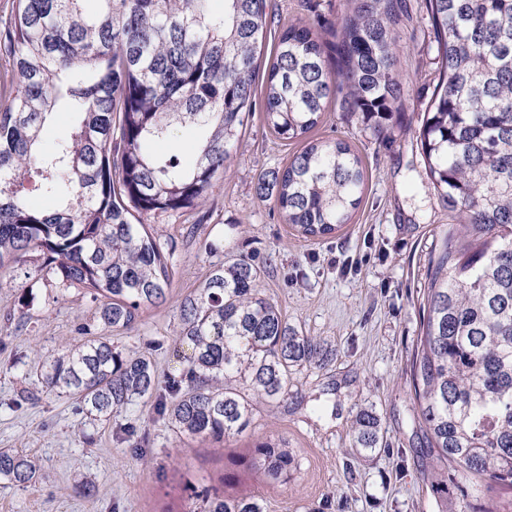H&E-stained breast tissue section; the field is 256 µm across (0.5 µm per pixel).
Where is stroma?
Instances as JSON below:
<instances>
[{"label": "stroma", "mask_w": 512, "mask_h": 512, "mask_svg": "<svg viewBox=\"0 0 512 512\" xmlns=\"http://www.w3.org/2000/svg\"><path fill=\"white\" fill-rule=\"evenodd\" d=\"M347 8L348 0H268L260 73L284 26L320 19L326 38ZM400 36L404 100L385 135L336 103L311 133L347 141L367 171L359 207L332 235L304 237L285 224L274 200L258 198V176L285 166L301 144L270 133L256 108L205 205L151 218L155 235L174 246L175 274L166 303L145 310L132 330L104 328L96 303L62 291L39 252L0 272V449L35 456L44 473L24 487L0 478V512H197L189 482L228 498L262 499L267 512H441L440 497L421 477L433 459L410 382L430 251L456 221L433 189L418 138L436 84L426 0H410ZM242 256L265 265L259 287L289 322L336 348L325 369L298 373L288 401L258 405L245 432L220 444L190 439L169 429L150 401L95 419L68 396L40 392L44 360L90 338L149 355L161 379L184 378L190 350L179 341L177 306L212 265ZM364 407L380 422V446L369 456L349 441ZM123 427L142 439V455L117 441ZM277 435L300 463L285 483L249 465L256 443ZM87 479L96 485L91 497L77 490Z\"/></svg>", "instance_id": "1"}]
</instances>
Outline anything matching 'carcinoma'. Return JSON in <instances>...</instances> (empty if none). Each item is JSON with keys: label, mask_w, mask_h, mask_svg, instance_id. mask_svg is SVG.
Wrapping results in <instances>:
<instances>
[{"label": "carcinoma", "mask_w": 512, "mask_h": 512, "mask_svg": "<svg viewBox=\"0 0 512 512\" xmlns=\"http://www.w3.org/2000/svg\"><path fill=\"white\" fill-rule=\"evenodd\" d=\"M81 2L15 0L0 26L12 72L0 100V269L38 251L62 290L85 291L104 327L127 331L166 302L173 277V246L149 218L203 205L255 105L267 0H224L220 15L211 0H102L97 18ZM349 2L333 42L300 24L278 36L263 86L275 136L303 138L338 94L353 113L401 107L405 0ZM426 2L438 80L420 144L435 192L464 223L431 251L412 384L426 452L476 485L512 490V0ZM62 107L71 130L42 150ZM179 129L192 132V160L152 150ZM365 181L351 146L325 139L260 175L256 191L319 238L349 222ZM261 274L247 257L217 263L180 301L185 384L163 394L151 359L87 339L44 362L41 391L73 396L99 418L153 399L182 436L243 433L254 404L288 400L298 371L336 356L261 293ZM350 447H379L373 410L357 411ZM252 463L285 483L298 465L283 437L258 443ZM39 476L33 456L0 450V477L24 486ZM422 478L449 492L448 470ZM201 499L200 512H264L256 499Z\"/></svg>", "instance_id": "1"}]
</instances>
